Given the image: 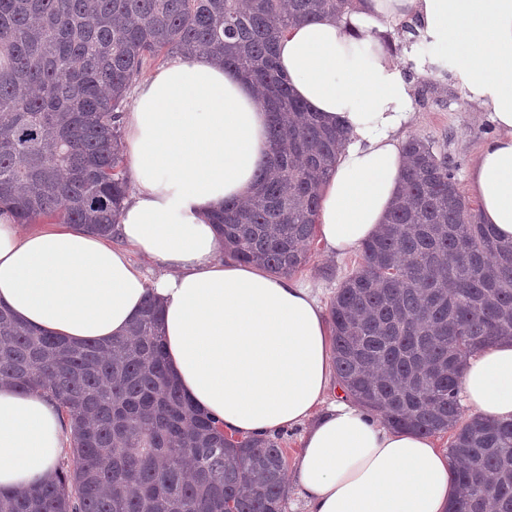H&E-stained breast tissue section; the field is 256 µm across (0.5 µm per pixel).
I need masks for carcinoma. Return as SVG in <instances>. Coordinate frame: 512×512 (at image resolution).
I'll return each instance as SVG.
<instances>
[{
    "mask_svg": "<svg viewBox=\"0 0 512 512\" xmlns=\"http://www.w3.org/2000/svg\"><path fill=\"white\" fill-rule=\"evenodd\" d=\"M355 0H0V205L109 236L128 191L120 108L158 60L207 52L251 80L269 114L257 187L213 216L224 250L293 274L307 262L321 188L344 130L294 97L277 64L289 25ZM402 186L330 303L345 393L392 428L452 432L449 512H512V421H462L463 361L512 338V241L468 210L455 164L405 146ZM147 300L129 334L75 344L0 307V382L52 393L72 467L0 512H286L281 437L224 438L167 375Z\"/></svg>",
    "mask_w": 512,
    "mask_h": 512,
    "instance_id": "carcinoma-1",
    "label": "carcinoma"
}]
</instances>
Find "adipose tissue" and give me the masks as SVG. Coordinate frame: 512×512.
<instances>
[{
    "mask_svg": "<svg viewBox=\"0 0 512 512\" xmlns=\"http://www.w3.org/2000/svg\"><path fill=\"white\" fill-rule=\"evenodd\" d=\"M414 42L387 48L397 24ZM278 63L294 95L349 137L323 188L326 254L372 237L400 184L416 75L450 74L497 133L468 172L482 223L512 239V0H357L289 27ZM250 80L200 53L140 82L123 117L128 196L113 238L74 225L25 231L0 213V301L27 326L81 343L125 335L159 300L169 375L225 432L303 427L292 460L306 512H447L452 463L337 392L324 308L299 279L226 257L211 214L245 199L270 149ZM467 407L512 420V342L465 361ZM71 436L57 401L0 383V493L50 482Z\"/></svg>",
    "mask_w": 512,
    "mask_h": 512,
    "instance_id": "ef3b65f1",
    "label": "adipose tissue"
}]
</instances>
